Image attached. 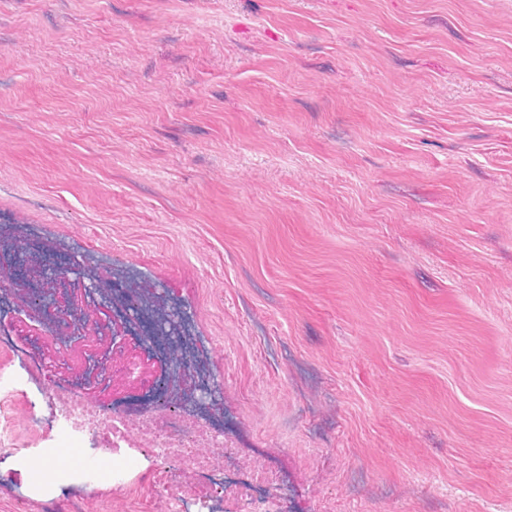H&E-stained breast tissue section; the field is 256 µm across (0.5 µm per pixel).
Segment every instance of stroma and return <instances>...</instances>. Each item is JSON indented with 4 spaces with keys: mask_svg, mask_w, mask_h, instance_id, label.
Wrapping results in <instances>:
<instances>
[{
    "mask_svg": "<svg viewBox=\"0 0 512 512\" xmlns=\"http://www.w3.org/2000/svg\"><path fill=\"white\" fill-rule=\"evenodd\" d=\"M22 242L16 279L75 248L103 288L68 274L87 329L31 309L19 345L135 418L190 349L221 389L186 420L282 512H512V0H0V258ZM129 277L165 297L135 336L102 304ZM42 387L0 512L207 496L97 433L65 477L21 465L68 445Z\"/></svg>",
    "mask_w": 512,
    "mask_h": 512,
    "instance_id": "obj_1",
    "label": "stroma"
}]
</instances>
